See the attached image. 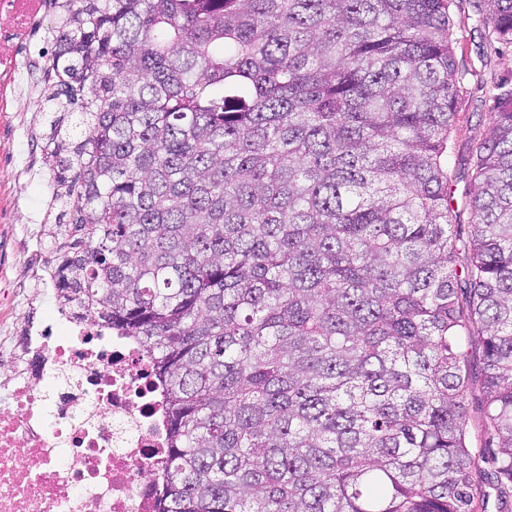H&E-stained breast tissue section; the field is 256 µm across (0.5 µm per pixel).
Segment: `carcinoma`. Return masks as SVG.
<instances>
[{"label":"carcinoma","instance_id":"carcinoma-1","mask_svg":"<svg viewBox=\"0 0 512 512\" xmlns=\"http://www.w3.org/2000/svg\"><path fill=\"white\" fill-rule=\"evenodd\" d=\"M51 2L56 288L153 358L160 512H473L462 334L512 486V91L461 264L453 0Z\"/></svg>","mask_w":512,"mask_h":512}]
</instances>
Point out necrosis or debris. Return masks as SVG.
Returning <instances> with one entry per match:
<instances>
[{"label": "necrosis or debris", "mask_w": 512, "mask_h": 512, "mask_svg": "<svg viewBox=\"0 0 512 512\" xmlns=\"http://www.w3.org/2000/svg\"><path fill=\"white\" fill-rule=\"evenodd\" d=\"M48 0H0V110L20 111L19 48ZM170 450L153 361L98 313L0 319V512H158Z\"/></svg>", "instance_id": "necrosis-or-debris-1"}]
</instances>
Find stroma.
<instances>
[{"label": "stroma", "mask_w": 512, "mask_h": 512, "mask_svg": "<svg viewBox=\"0 0 512 512\" xmlns=\"http://www.w3.org/2000/svg\"><path fill=\"white\" fill-rule=\"evenodd\" d=\"M478 0H455L453 51L463 74L458 98L457 122L451 134V153L448 167L452 175V189L459 204L456 208L455 230L460 244H467L471 230V213L462 199L471 180L470 146L474 139L484 137L493 100L491 85L502 84L512 90V48L488 42L478 22ZM52 87L42 79H35L33 89L22 112H0V152L10 153L15 165L38 167L41 164V136L47 129L48 98ZM57 176L41 171L33 178H24L9 189L14 199L11 225L0 223V243L6 246L14 259L9 277L15 289L0 288V305L9 306L12 295L35 294L40 311L55 309L56 295L52 289L35 285L33 260L56 263V254H43L35 242L26 236V226L36 217L47 218L52 205V194ZM470 446L474 453L483 455L480 465V483L483 497L476 501L475 512H512V488L498 489L490 477L494 471L491 457L495 450L482 427L485 411L480 385H473L467 395Z\"/></svg>", "instance_id": "1"}]
</instances>
